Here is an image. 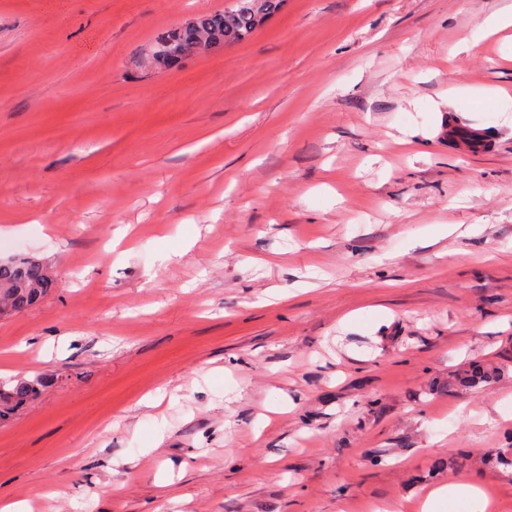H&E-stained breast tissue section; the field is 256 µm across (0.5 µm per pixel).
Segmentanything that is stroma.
I'll list each match as a JSON object with an SVG mask.
<instances>
[{
  "instance_id": "obj_1",
  "label": "stroma",
  "mask_w": 512,
  "mask_h": 512,
  "mask_svg": "<svg viewBox=\"0 0 512 512\" xmlns=\"http://www.w3.org/2000/svg\"><path fill=\"white\" fill-rule=\"evenodd\" d=\"M0 0V501L371 512L470 478L512 512V0ZM487 145L471 146L478 129ZM284 0H233L222 10L200 14L195 24L190 20L184 26L174 29L161 40L175 39L182 43L188 55L194 54L200 36L205 35L213 42L209 48L224 47L248 40L268 19L277 13ZM261 16V17H260ZM30 257L0 262V301L8 302L11 316L35 307L54 287L44 264ZM43 381L40 378L33 380L19 379L15 383L0 384V418L8 417L16 408L35 396Z\"/></svg>"
}]
</instances>
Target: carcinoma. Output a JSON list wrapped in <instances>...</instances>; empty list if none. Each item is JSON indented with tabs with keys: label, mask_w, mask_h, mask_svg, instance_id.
I'll return each mask as SVG.
<instances>
[{
	"label": "carcinoma",
	"mask_w": 512,
	"mask_h": 512,
	"mask_svg": "<svg viewBox=\"0 0 512 512\" xmlns=\"http://www.w3.org/2000/svg\"><path fill=\"white\" fill-rule=\"evenodd\" d=\"M283 0H233L222 10L200 14L195 24L180 27L165 36L182 43L187 54L196 52L200 36L226 45L242 43L257 32L282 7ZM54 287L44 264L28 256L0 262V300L4 299L14 315L26 312L41 302ZM43 381L19 379L0 384V418L35 396Z\"/></svg>",
	"instance_id": "carcinoma-1"
}]
</instances>
